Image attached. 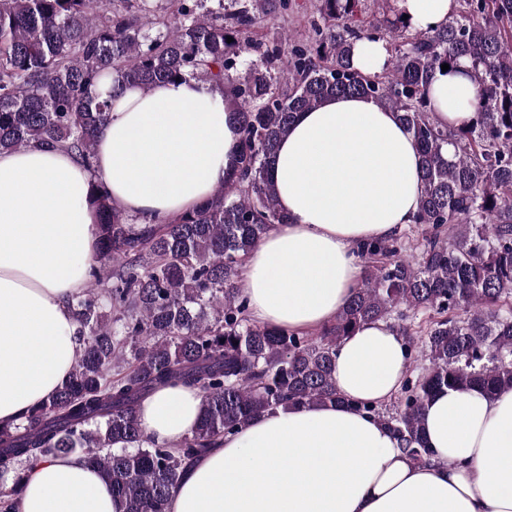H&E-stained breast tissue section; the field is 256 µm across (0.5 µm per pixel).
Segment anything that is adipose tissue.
<instances>
[{"instance_id": "ef3b65f1", "label": "adipose tissue", "mask_w": 512, "mask_h": 512, "mask_svg": "<svg viewBox=\"0 0 512 512\" xmlns=\"http://www.w3.org/2000/svg\"><path fill=\"white\" fill-rule=\"evenodd\" d=\"M453 0H396L418 29L445 22ZM458 71L432 80L435 121H474L477 87ZM93 166L63 149L0 152V424L49 402L80 346L71 302L97 250L87 205L94 179L146 223L205 203L235 165L240 132L225 88L188 79L130 85ZM279 224L250 253L241 281L252 317L287 330L332 323L360 283V246L414 223L420 155L397 113L340 96L300 113L270 164ZM392 322L362 324L334 356L340 405L275 410L225 435L186 470L169 512H512V389L442 390L423 428L431 456L412 461L362 410L390 401L408 370ZM202 396L166 387L141 404L144 432L174 443L196 426ZM17 512H122L97 469L59 455L28 469Z\"/></svg>"}]
</instances>
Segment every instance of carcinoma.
<instances>
[{
	"label": "carcinoma",
	"instance_id": "cac0c4a2",
	"mask_svg": "<svg viewBox=\"0 0 512 512\" xmlns=\"http://www.w3.org/2000/svg\"><path fill=\"white\" fill-rule=\"evenodd\" d=\"M289 0H0V151L62 147L91 165L117 84L144 90L187 78L227 86L241 142L236 168L203 206L140 224L100 181L88 203L98 254L72 302L82 347L48 403L0 426V512H15L25 470L76 454L112 487L123 512H167L185 469L216 441L279 407L339 404L341 339L369 321L402 335L427 317L425 373L394 409H362L414 461L429 454L421 416L434 393L512 388V0H455L445 23L416 30L394 0H310L308 35L257 34ZM232 42H227V37ZM383 41L379 74L352 63L356 42ZM467 61L478 119H433L435 70ZM334 96L400 113L422 157L416 228L361 249L366 275L313 338L251 319L239 269L277 224L268 164L298 114ZM202 395L190 434L171 448L141 427L142 401L166 386Z\"/></svg>",
	"mask_w": 512,
	"mask_h": 512
}]
</instances>
